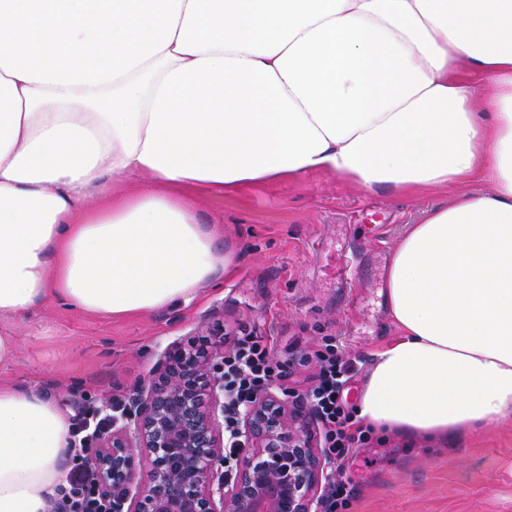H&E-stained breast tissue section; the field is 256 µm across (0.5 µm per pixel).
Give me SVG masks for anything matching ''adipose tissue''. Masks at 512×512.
Segmentation results:
<instances>
[{
	"label": "adipose tissue",
	"mask_w": 512,
	"mask_h": 512,
	"mask_svg": "<svg viewBox=\"0 0 512 512\" xmlns=\"http://www.w3.org/2000/svg\"><path fill=\"white\" fill-rule=\"evenodd\" d=\"M310 171L492 183L398 242L358 416L512 420V0H0V319L191 303L231 264L195 190ZM71 441L0 386V512H49Z\"/></svg>",
	"instance_id": "adipose-tissue-1"
}]
</instances>
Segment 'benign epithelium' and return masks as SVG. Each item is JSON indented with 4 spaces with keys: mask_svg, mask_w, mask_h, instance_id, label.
<instances>
[{
    "mask_svg": "<svg viewBox=\"0 0 512 512\" xmlns=\"http://www.w3.org/2000/svg\"><path fill=\"white\" fill-rule=\"evenodd\" d=\"M224 362L174 348L132 400L126 423L112 422L88 458L114 512H313L324 478L322 452L299 405L269 384L239 421L246 451L231 482L224 467Z\"/></svg>",
    "mask_w": 512,
    "mask_h": 512,
    "instance_id": "obj_1",
    "label": "benign epithelium"
}]
</instances>
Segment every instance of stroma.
Instances as JSON below:
<instances>
[{"instance_id":"1","label":"stroma","mask_w":512,"mask_h":512,"mask_svg":"<svg viewBox=\"0 0 512 512\" xmlns=\"http://www.w3.org/2000/svg\"><path fill=\"white\" fill-rule=\"evenodd\" d=\"M491 189L471 181L408 195L310 172L232 195L205 192L200 219L220 226L217 247L232 260L219 287L144 317L87 316L53 303L25 322L1 321L18 354L0 365V384L37 392L69 418L116 399L126 405L166 349L203 343L221 353L214 328L245 325L289 362L282 389L311 376V353L334 337L358 369L349 395L357 402L376 353L398 335L385 291L401 236L461 193ZM343 476L355 489L347 512H512V421L442 443L374 434L353 449Z\"/></svg>"}]
</instances>
